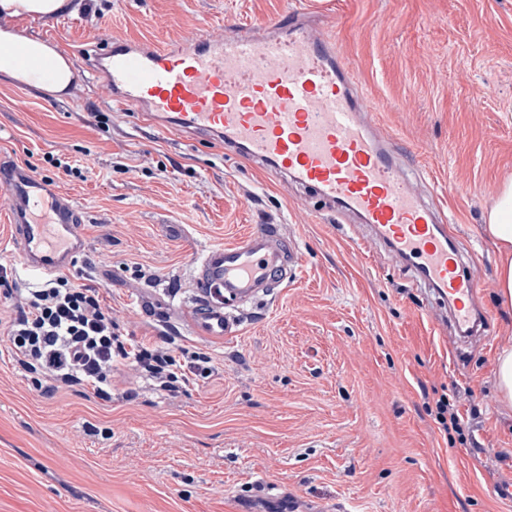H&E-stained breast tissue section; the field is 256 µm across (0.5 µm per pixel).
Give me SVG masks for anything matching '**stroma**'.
<instances>
[{
    "instance_id": "stroma-1",
    "label": "stroma",
    "mask_w": 512,
    "mask_h": 512,
    "mask_svg": "<svg viewBox=\"0 0 512 512\" xmlns=\"http://www.w3.org/2000/svg\"><path fill=\"white\" fill-rule=\"evenodd\" d=\"M310 9L333 31L375 118L418 171L480 282L485 345L453 348L448 308L314 194L219 143L187 142L117 105L112 37L169 48ZM25 35L70 58L62 99L0 81V153L49 176L89 218L66 271L98 288L122 335L201 349L213 372L170 395L120 366L111 401L36 390L0 325V512H512V406L496 361L512 308L496 300L483 224L512 180V0H79ZM282 224L302 271L241 306L218 344L180 321L208 247ZM456 399L464 444L429 406Z\"/></svg>"
}]
</instances>
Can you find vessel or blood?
Instances as JSON below:
<instances>
[{
  "label": "vessel or blood",
  "mask_w": 512,
  "mask_h": 512,
  "mask_svg": "<svg viewBox=\"0 0 512 512\" xmlns=\"http://www.w3.org/2000/svg\"><path fill=\"white\" fill-rule=\"evenodd\" d=\"M330 33L308 28L298 12L274 35L241 27L187 49H144L113 37L106 83L119 105L140 106L157 126L238 147L322 200L357 214L416 286L448 302L454 343L481 345L490 321L474 303L479 284L446 224L425 203L391 150L389 129L369 118L360 79L332 48ZM13 244L29 275L46 278L86 251L80 209L48 178L0 155ZM284 225L260 224L236 243L204 251L193 269V298L182 306L194 335L224 341L233 309L301 269Z\"/></svg>",
  "instance_id": "vessel-or-blood-1"
}]
</instances>
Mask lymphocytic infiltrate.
Returning a JSON list of instances; mask_svg holds the SVG:
<instances>
[{
  "label": "lymphocytic infiltrate",
  "mask_w": 512,
  "mask_h": 512,
  "mask_svg": "<svg viewBox=\"0 0 512 512\" xmlns=\"http://www.w3.org/2000/svg\"><path fill=\"white\" fill-rule=\"evenodd\" d=\"M8 338L16 363L48 391L88 388L111 400L114 373L123 363L172 394L211 374L207 353L178 356L120 336L99 289L64 275L28 290L8 322Z\"/></svg>",
  "instance_id": "f902f5d3"
}]
</instances>
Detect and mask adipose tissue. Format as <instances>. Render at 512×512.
<instances>
[{"label":"adipose tissue","mask_w":512,"mask_h":512,"mask_svg":"<svg viewBox=\"0 0 512 512\" xmlns=\"http://www.w3.org/2000/svg\"><path fill=\"white\" fill-rule=\"evenodd\" d=\"M72 8L71 0H0V80L25 86L54 99L67 94L74 81L68 56L40 38L23 35L18 22L51 18ZM487 231L502 255L497 270V298L512 306V182L496 193L487 216Z\"/></svg>","instance_id":"1"}]
</instances>
